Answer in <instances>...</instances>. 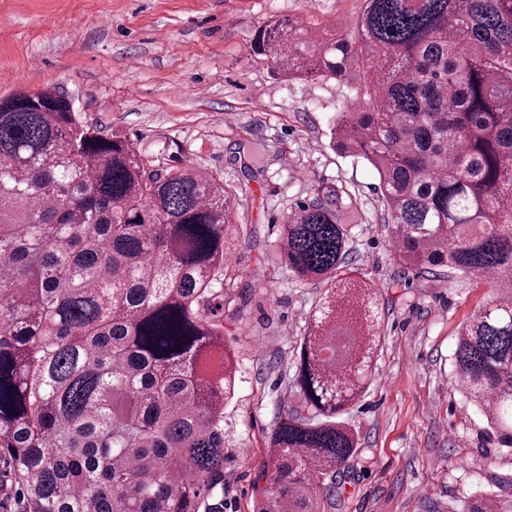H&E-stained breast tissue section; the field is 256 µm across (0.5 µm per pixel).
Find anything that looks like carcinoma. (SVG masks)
<instances>
[{
	"label": "carcinoma",
	"mask_w": 512,
	"mask_h": 512,
	"mask_svg": "<svg viewBox=\"0 0 512 512\" xmlns=\"http://www.w3.org/2000/svg\"><path fill=\"white\" fill-rule=\"evenodd\" d=\"M254 49L290 77L357 78L331 140L378 173L398 264L511 276L453 354L456 387L511 448L512 0H364L346 29L267 21ZM237 209L219 175L147 157L66 94L0 98V460L20 512H224ZM350 240L329 193L284 219L286 268L324 292L257 512H326L357 447L341 415L380 338Z\"/></svg>",
	"instance_id": "obj_1"
}]
</instances>
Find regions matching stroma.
<instances>
[{"label":"stroma","mask_w":512,"mask_h":512,"mask_svg":"<svg viewBox=\"0 0 512 512\" xmlns=\"http://www.w3.org/2000/svg\"><path fill=\"white\" fill-rule=\"evenodd\" d=\"M363 0H0V97L69 94L83 118L127 134L169 167L223 177L246 231L243 271L224 308L237 363L224 409V512H253L265 440L298 400L305 320L322 294L274 262L284 217L317 193L354 205L348 264L377 288L375 378L344 420L359 445L337 473L328 512H465L494 498L512 512V449L488 433L453 383L458 332L503 287L490 278L421 276L394 262L378 177L330 146L352 82L288 77L252 50L266 21L351 24ZM261 148L251 165L247 150Z\"/></svg>","instance_id":"obj_1"}]
</instances>
